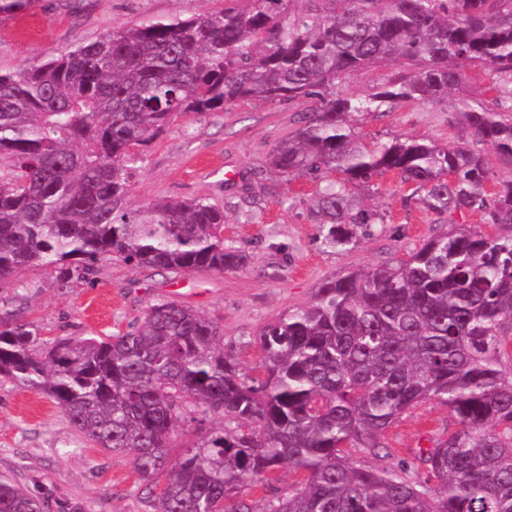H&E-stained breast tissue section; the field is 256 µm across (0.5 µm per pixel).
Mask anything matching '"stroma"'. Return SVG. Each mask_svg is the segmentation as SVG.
I'll use <instances>...</instances> for the list:
<instances>
[{"instance_id": "1", "label": "stroma", "mask_w": 512, "mask_h": 512, "mask_svg": "<svg viewBox=\"0 0 512 512\" xmlns=\"http://www.w3.org/2000/svg\"><path fill=\"white\" fill-rule=\"evenodd\" d=\"M223 7L224 0H35L28 9L0 15V74L40 64L49 54L119 27L186 19ZM491 86L487 73L473 70L447 102L421 101L372 113L360 117L356 131L369 146L394 136L450 146L462 136L452 112L463 98L488 93ZM305 111L301 104L249 100L221 112H191L139 148L130 166L132 207L160 196L232 204L224 243L248 255L245 267L176 275L103 257L85 278L66 284L51 269L25 271L0 287V308L37 326L49 347L60 338L125 331L149 306L174 301L220 323L225 352L244 374L258 378L263 327L310 304L325 280L405 260L453 222L489 235L502 233V226L484 223L477 212L437 217L412 186L389 172L358 192L383 223L358 231L347 246H324L311 213L318 180L306 175L288 181L267 165L273 146L303 124ZM456 428L447 406L430 400L403 413L386 431L390 456L353 447L347 453L355 466L422 483L428 473L417 459L419 449ZM0 475L49 496L51 512H153L128 457L87 442L45 395L19 385H0Z\"/></svg>"}]
</instances>
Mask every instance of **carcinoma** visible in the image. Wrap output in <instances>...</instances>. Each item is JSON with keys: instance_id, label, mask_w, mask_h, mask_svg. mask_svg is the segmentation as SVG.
Returning a JSON list of instances; mask_svg holds the SVG:
<instances>
[{"instance_id": "cac0c4a2", "label": "carcinoma", "mask_w": 512, "mask_h": 512, "mask_svg": "<svg viewBox=\"0 0 512 512\" xmlns=\"http://www.w3.org/2000/svg\"><path fill=\"white\" fill-rule=\"evenodd\" d=\"M382 69L372 91L349 87ZM470 69L491 73L496 95L464 102L469 140L359 141L358 118L445 100ZM243 100L309 105L268 164L321 180L327 247L380 223L351 188L388 171L440 217L474 211L512 229V0H224L0 74V285L31 268L82 278L101 256L176 273L244 266L224 246L225 207L128 204L132 148L181 115ZM495 160L507 172L489 191ZM510 336L512 232L454 225L404 261L326 280L266 324L261 381L224 352L217 321L163 301L125 332L46 352L39 329L0 310V382L46 395L79 434L128 456L154 512H255L238 495L283 465L302 479L264 512H512ZM432 399L458 424L420 450L433 484L350 464L347 445L382 447ZM210 416L220 422L205 426ZM188 419L199 433L175 453ZM48 510L0 476V512Z\"/></svg>"}]
</instances>
